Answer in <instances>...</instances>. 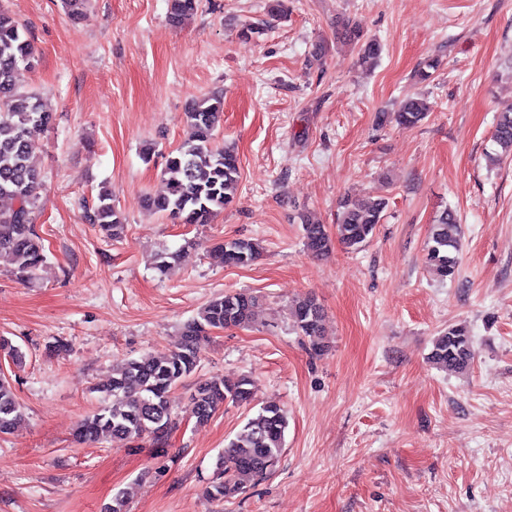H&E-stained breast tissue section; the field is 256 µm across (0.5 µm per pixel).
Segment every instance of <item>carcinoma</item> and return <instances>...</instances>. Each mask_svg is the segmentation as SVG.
I'll return each instance as SVG.
<instances>
[{
	"label": "carcinoma",
	"mask_w": 512,
	"mask_h": 512,
	"mask_svg": "<svg viewBox=\"0 0 512 512\" xmlns=\"http://www.w3.org/2000/svg\"><path fill=\"white\" fill-rule=\"evenodd\" d=\"M199 0H169L168 20L180 24L193 14ZM344 39L360 47V62L373 66L381 45L364 39L360 29L346 22ZM34 45L24 28L0 10V199L10 206L0 209V264L20 279H30L46 262L44 246L33 224V210L40 186V172L33 163L34 145L29 138L32 126H47L52 113L40 98L24 89V73L34 69ZM223 99L218 93L192 102L186 112L191 127L189 137L168 154L164 174L168 192L148 201L150 210L179 224H207L216 209L229 206L240 177L239 158L229 148L214 145V132L221 122ZM428 112L424 100L407 98L392 113L381 112V125L396 122L413 126ZM493 141L502 155L512 154V104L499 112ZM387 202L347 199L337 218L336 235L348 248L357 250L373 237L383 220ZM85 220L96 224L117 239L124 231L121 214L112 192L98 194V202L85 213ZM458 219L444 209L430 226L427 259L437 275L453 279L459 266ZM307 250L320 255L331 246L325 226L303 224ZM215 252L229 266H249L261 254L259 244L248 239H229L215 246ZM259 308L258 297L246 293H226L212 301L184 325L182 340L159 356L126 359L112 367V379L100 389L107 403L84 418L75 432L79 442H95L101 437L131 441L145 435L158 446L167 437L157 434L160 427L172 430L176 416L169 393L184 379L195 374L201 351L213 329L247 328ZM292 318L297 331L308 339L311 350L323 348V310L311 297L295 301ZM474 358L471 336L457 326L437 337L430 360L445 369L465 371ZM253 400V382L243 376L233 383L220 378L199 382L191 398L189 417L202 424L224 403L248 404ZM23 420L21 406L7 379L0 378V433H7ZM288 413L275 403L264 404L249 418L217 458V478L206 490L213 499H230L241 493L249 481L273 473L285 447Z\"/></svg>",
	"instance_id": "obj_1"
}]
</instances>
